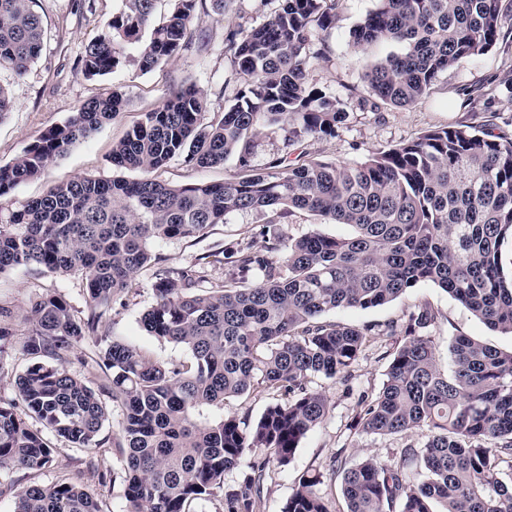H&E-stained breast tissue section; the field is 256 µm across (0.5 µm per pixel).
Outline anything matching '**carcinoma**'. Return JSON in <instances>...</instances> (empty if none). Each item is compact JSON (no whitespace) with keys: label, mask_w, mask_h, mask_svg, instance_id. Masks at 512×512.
I'll return each mask as SVG.
<instances>
[{"label":"carcinoma","mask_w":512,"mask_h":512,"mask_svg":"<svg viewBox=\"0 0 512 512\" xmlns=\"http://www.w3.org/2000/svg\"><path fill=\"white\" fill-rule=\"evenodd\" d=\"M78 61L93 80L113 72L125 50H138L149 71L192 48L200 0H171L153 22L157 0H121ZM338 0H281L259 26L224 33L225 52L240 81L234 102L211 122L208 99L182 85L112 147L114 166L133 180L90 176L59 183L38 198L0 206V273L35 267L79 274L87 312L75 318L65 295L47 292L28 311L24 344L30 363L16 380L18 399L0 401V471L40 470L55 445L46 433L94 454L106 409L99 395L65 363L82 340L97 336L114 298L152 260L157 240L195 241L239 212L303 210L355 234L313 231L269 242L261 252L240 242L222 250L231 273L208 289L206 268H173L152 284L155 302L141 317L156 339L191 353L188 363L161 362L105 339L96 363L101 390L121 407L118 443L124 455L128 512H195L224 490L221 512H261L270 465L290 463L307 433L327 414L312 379H346L372 329L323 321L339 308L389 303L420 283H433L494 330L512 334V274L501 247L512 238V139L490 129L444 127L364 162L322 161L302 152L277 157L269 172L251 168L254 141L270 126L295 137L332 136L346 113L309 82L312 26L328 29ZM353 32L363 49L397 41L405 52L366 72L373 95L408 106L440 72L490 51L502 37L503 0H378ZM46 30L39 0H0V74L26 73L41 55ZM114 90L82 104L11 162L0 165V197L40 176L123 109ZM236 157L239 173L224 182L170 185L154 173L172 159L210 168ZM256 271L247 283L238 272ZM10 309L0 307V372L14 336ZM422 304L385 334L400 336L388 352L386 381L361 401L359 425L370 435L428 432L391 459L366 456L340 472L344 512H512V350L460 336L451 344L456 368L438 366ZM53 359L50 364L46 359ZM286 399L248 424L224 415L228 399L259 390ZM249 458L234 486L225 474ZM323 475L306 474L282 512H334L321 493ZM15 512H101L81 481L20 489Z\"/></svg>","instance_id":"1"}]
</instances>
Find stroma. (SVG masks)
I'll return each mask as SVG.
<instances>
[{
  "mask_svg": "<svg viewBox=\"0 0 512 512\" xmlns=\"http://www.w3.org/2000/svg\"><path fill=\"white\" fill-rule=\"evenodd\" d=\"M120 0H41L40 12L48 30L46 47L26 74L16 78L7 74L0 82L8 85L14 106L0 118V164L10 162L26 146L50 127L65 123L90 98L111 90L123 93L126 104L119 116L89 139L76 144L53 162L41 177L25 182L12 192L15 200L44 195L54 184L77 176L103 179L132 178V171L112 166L110 156L114 142L122 138L141 119L143 113L159 105L175 87L196 83L204 89L210 111L230 104L237 91L236 83H225L231 73V62L224 54V33L237 25L256 26L280 7V0H230L224 17H217L210 5L198 8L194 29L205 30L209 43L180 54L173 60L141 71L136 48H128L127 60L114 72L89 80L80 72L77 62L87 43L101 31L103 22L117 12ZM378 5L377 0H340L336 21L331 29H314L315 46L321 55L314 59L310 80L327 95L335 97L346 112L344 122L334 135L290 142L287 131L274 129L259 137L251 157L255 171H265L276 157L295 158L300 152L310 156L354 165L371 152L397 147L438 127H492L495 133L512 138V96L492 90L491 79L512 75V33L484 55L461 60L441 73L430 92L407 107L380 105L378 110L364 108L370 90L365 79L369 65L390 54L402 52L397 42L376 43L365 51H355L351 34L365 16ZM235 158L223 165L195 169L183 159H175L159 170L161 180L173 185L199 181L222 182L236 176ZM267 213H234L223 223L210 228L203 240L187 242L170 239L151 247L152 262L134 277L127 293L113 303L106 314L104 328L108 338L119 340L151 357L189 362L190 353L183 347L158 341L142 328L140 318L154 302L152 284L156 275L172 268L195 264L204 255H214L224 247L238 242L263 249V229ZM273 230L283 241L291 242L317 230L332 237H346L353 229L346 224H329L307 211H292ZM57 291L69 299L75 310L85 308L84 284L79 276H59L33 268H19L0 274V306L13 312L15 336L4 373L0 374V399H16V380L29 364L22 349L28 324L24 315L38 296ZM429 304L436 314L431 335L440 366L452 370L450 343L459 336L478 339L501 350L512 349V334L490 329L465 306L438 286L422 283L395 301L370 309L339 308L328 313V320L344 325L378 328L358 361L348 381L314 378L313 388L327 399L328 412L318 426L302 440L288 466H271L263 512H281L292 494L298 478L307 472L323 476L322 493L336 497L337 508L345 503L339 498L340 479L333 469L352 466L362 456H388L404 443L422 445L426 436L416 433L410 440L363 434L356 425L360 400L375 398L386 379L387 362L384 351L393 341L381 330L392 321H399L420 304ZM97 342L85 338L68 357V369L87 386L99 391L107 410L97 454L98 469L103 481H91L90 487L99 499L103 512H126L124 496L123 456L116 443L120 438V410L112 396L103 392L104 374L96 363ZM89 460L80 448L58 443L51 465L32 472L15 467L0 473V512H13L14 489L36 482L52 484L64 478L86 477Z\"/></svg>",
  "mask_w": 512,
  "mask_h": 512,
  "instance_id": "obj_1",
  "label": "stroma"
}]
</instances>
